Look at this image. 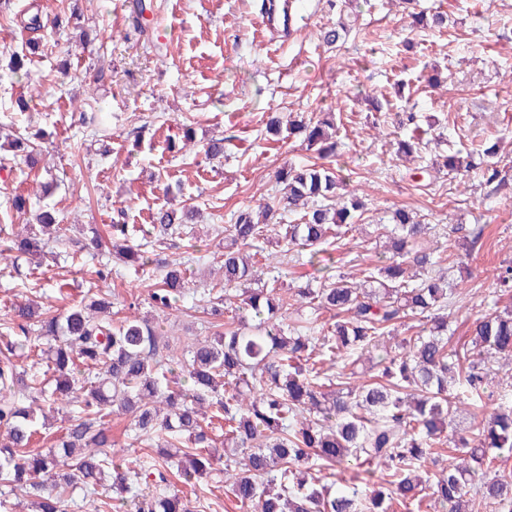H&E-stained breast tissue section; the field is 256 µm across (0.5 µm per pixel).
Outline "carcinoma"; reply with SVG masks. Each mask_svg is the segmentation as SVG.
<instances>
[{
	"label": "carcinoma",
	"instance_id": "cac0c4a2",
	"mask_svg": "<svg viewBox=\"0 0 512 512\" xmlns=\"http://www.w3.org/2000/svg\"><path fill=\"white\" fill-rule=\"evenodd\" d=\"M350 27L344 20L323 31L333 46ZM332 114L321 112L288 124V133L305 134L307 149L320 158L333 155L336 140L327 132ZM414 127L410 140L398 142L397 154L418 150ZM37 149L18 136L0 143V152ZM209 160L224 157V136L204 147ZM491 149L481 164L469 157L444 158L450 172L479 170L486 182H505ZM277 203L238 212L224 227V288L208 289L207 314L215 331L204 342L178 351L158 343L148 319L112 322V302L93 299L58 313L34 301L17 305L0 331L9 336L0 353V484L39 500V512H67L66 495L112 480L126 512H195L192 503L167 493L172 472L189 481L210 478L215 487L231 479L228 491L246 512H390V503L419 504L426 490L437 512H471L474 499L512 512V473H493L496 449L512 455V405L501 403L477 432L453 427L457 402L448 380L473 393L484 391L491 366L512 357V310L492 309L474 322L471 345L459 353L448 346V305L455 290L436 274L439 258L428 246L433 226L398 209L393 214L388 261L365 279L327 277L318 288L293 289V300L315 313L321 324L290 326L283 312L278 277L261 283L254 257L264 251L269 223L279 209L303 211L301 223L280 225L287 245L319 253L355 228L363 202L356 195L336 201L344 178L323 163L286 165L277 174ZM192 209L160 208L151 216L152 236L162 245L193 223ZM28 236L12 241L27 261L41 259L44 237L59 239L66 227L55 210L44 206ZM114 257L148 273L152 259L130 240L126 213L117 209L110 224ZM191 259L164 264L160 287L150 294L153 307L172 308L188 282ZM239 323H224L232 305ZM420 321L416 335L395 344L386 340L402 319ZM50 341L46 367L34 373L13 358L31 342ZM329 358L336 372L318 382L315 351ZM366 355L378 369L371 383L351 385L345 355ZM180 371L185 383L173 388L168 375ZM342 385L330 392L325 385ZM80 403L67 420L57 444L23 454L36 432V411L63 400ZM129 416L132 440L154 445L159 457L134 470L114 461L107 429L114 410ZM224 419V457L217 456L211 424ZM461 456L433 474L421 468L443 432ZM351 465L389 470L387 492L344 485L330 489L308 480L311 471H336Z\"/></svg>",
	"mask_w": 512,
	"mask_h": 512
}]
</instances>
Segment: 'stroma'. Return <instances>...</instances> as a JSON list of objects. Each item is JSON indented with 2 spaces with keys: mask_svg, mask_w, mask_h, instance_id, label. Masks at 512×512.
I'll list each match as a JSON object with an SVG mask.
<instances>
[{
  "mask_svg": "<svg viewBox=\"0 0 512 512\" xmlns=\"http://www.w3.org/2000/svg\"><path fill=\"white\" fill-rule=\"evenodd\" d=\"M132 0H14L0 9V128L27 124L51 133L35 165L0 162V241L19 232L14 196L54 207L67 227L60 259L41 265L0 254V319L13 305L40 296L59 309L100 284L112 316L148 317L161 336L203 339L212 331L203 313L185 309L223 279L224 226L234 213L274 201L276 171L309 159L301 138L267 133L271 115L335 117L338 148L331 163L348 190L366 202L356 231L317 255L283 252L277 234L266 251L284 253L285 287L319 286L327 276L361 277L384 259V233L405 208L433 227L430 239L460 293L449 317L451 345L469 346L473 322L492 307H511L512 290L497 275L512 263V178L489 184L478 175L449 176L438 161L497 146L512 163V0H303L293 32L260 27L262 0H146L142 32L129 18ZM77 10L79 28L61 32L56 12ZM448 15L441 30L416 15ZM360 31L340 47L321 33L340 14ZM39 15L43 43L27 68L11 72L10 53L23 24ZM111 71L103 86L94 70ZM29 111L13 112L17 98ZM415 113L425 131L417 157H395V141ZM97 114L94 126L82 118ZM192 140H185V132ZM226 136L224 156L205 160L203 146ZM197 212L196 262L188 297L170 314L148 302L162 268L142 275L122 265L106 282L95 271L90 228L111 249L109 222L123 207L128 223H148L161 206ZM463 225L467 237L452 233ZM186 239L170 238L161 260L182 258ZM512 403V381L496 374L474 404H462L455 424L487 423L498 403Z\"/></svg>",
  "mask_w": 512,
  "mask_h": 512,
  "instance_id": "35a3bbf8",
  "label": "stroma"
}]
</instances>
